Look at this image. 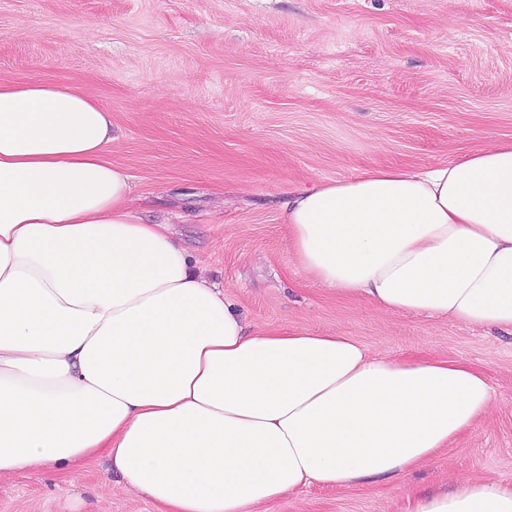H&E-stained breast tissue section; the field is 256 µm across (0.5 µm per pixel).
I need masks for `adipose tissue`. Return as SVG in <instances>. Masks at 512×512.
<instances>
[{"mask_svg":"<svg viewBox=\"0 0 512 512\" xmlns=\"http://www.w3.org/2000/svg\"><path fill=\"white\" fill-rule=\"evenodd\" d=\"M111 145V110L77 86L0 82V477L100 460L164 512H248L398 480L488 411L467 362L248 330L167 225L132 211ZM283 220L315 283L512 335V142L318 181ZM406 512H512V484Z\"/></svg>","mask_w":512,"mask_h":512,"instance_id":"ef3b65f1","label":"adipose tissue"}]
</instances>
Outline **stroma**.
<instances>
[{
    "mask_svg": "<svg viewBox=\"0 0 512 512\" xmlns=\"http://www.w3.org/2000/svg\"><path fill=\"white\" fill-rule=\"evenodd\" d=\"M0 80L70 82L106 103L134 210L172 225L249 328L487 377L489 413L403 482L310 485L252 512H403L410 494L512 483V336L311 283L282 220L301 185L512 142V0H0ZM0 512L158 508L93 462L1 479Z\"/></svg>",
    "mask_w": 512,
    "mask_h": 512,
    "instance_id": "stroma-1",
    "label": "stroma"
}]
</instances>
